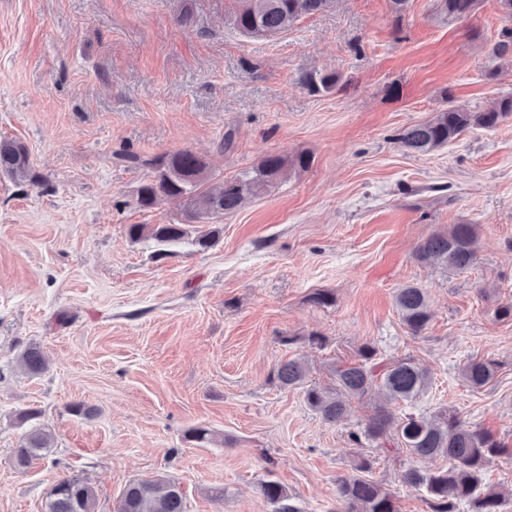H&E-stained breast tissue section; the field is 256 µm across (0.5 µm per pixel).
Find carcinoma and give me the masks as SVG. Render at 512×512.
Returning <instances> with one entry per match:
<instances>
[{
	"label": "carcinoma",
	"mask_w": 512,
	"mask_h": 512,
	"mask_svg": "<svg viewBox=\"0 0 512 512\" xmlns=\"http://www.w3.org/2000/svg\"><path fill=\"white\" fill-rule=\"evenodd\" d=\"M440 15L451 21L471 18L479 0H437ZM504 25L492 53L501 57L512 55V0H497ZM334 0H242L236 25L247 34H272L288 29L300 17L329 9ZM301 86L312 94L327 93L342 86V77L334 73L310 72L300 77ZM512 120V96L498 99L483 110H471L449 104L427 122L404 128L398 141L410 152L434 151L456 139L470 127L494 129ZM124 160L146 166L152 175L137 189L136 203L150 209L166 198L181 200V219L170 224H131L128 237L134 241L151 240L157 245L153 258L157 261L175 254L174 248L189 242L199 251H207L219 237V229L201 230L197 224L219 219L237 211L253 196L275 188L288 170L304 171L311 166L312 156L300 152L291 157L266 154L258 165L247 171L222 179L219 188L208 186L212 179L207 158L184 148L143 159L127 154ZM0 173L22 182L36 183L39 176L32 170L28 150L17 139L0 137ZM478 254V234L473 224H455L444 232H434L415 250V258L426 266L448 271L472 266ZM396 305L401 319L413 336L422 335L430 322L427 295L417 285H406L396 293ZM21 365L32 375L46 370L41 351L27 348L21 355ZM498 365L490 359H470L461 370L462 378L479 388L491 381ZM307 368L300 359H291L277 367L275 377L285 388L304 387ZM336 388L329 392L317 387H305V401L329 422L340 419L345 411L342 396L365 398L376 388L385 391L395 401H411L426 391L430 384L428 371L411 357L383 359L371 343L359 350V361L335 370ZM394 437H388L391 427ZM365 436L373 441H392L398 449L418 457H443L449 466L423 471L410 468L403 482L422 490L431 512H458L467 505V512H503V497L482 484L483 471L494 456L506 451V446L486 430L473 429L460 421L456 413L442 409L430 416L406 414L394 421V414L379 409L363 427L362 434H352L354 440ZM51 438L34 428L16 450V462L26 467L42 451L50 448ZM272 512H299L287 491L275 480L260 487ZM336 512H396L393 496L378 483L359 476L339 480ZM95 488L76 477H65L52 488L45 503V512H97ZM116 512H186L180 486L173 480H135L124 489Z\"/></svg>",
	"instance_id": "obj_1"
}]
</instances>
